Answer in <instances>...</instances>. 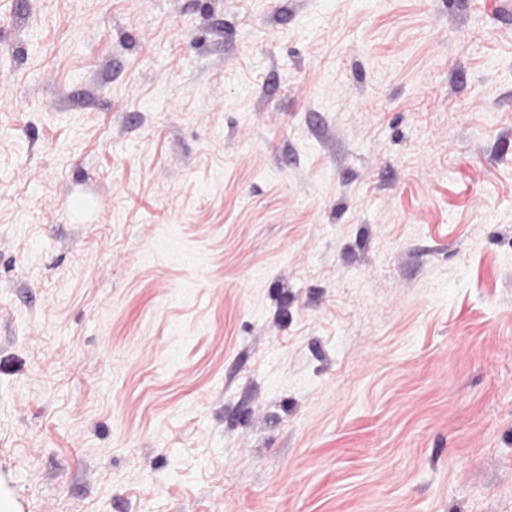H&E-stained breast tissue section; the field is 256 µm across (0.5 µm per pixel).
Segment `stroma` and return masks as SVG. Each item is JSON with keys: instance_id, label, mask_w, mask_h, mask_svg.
<instances>
[{"instance_id": "35a3bbf8", "label": "stroma", "mask_w": 512, "mask_h": 512, "mask_svg": "<svg viewBox=\"0 0 512 512\" xmlns=\"http://www.w3.org/2000/svg\"><path fill=\"white\" fill-rule=\"evenodd\" d=\"M0 512H512V0H0Z\"/></svg>"}]
</instances>
